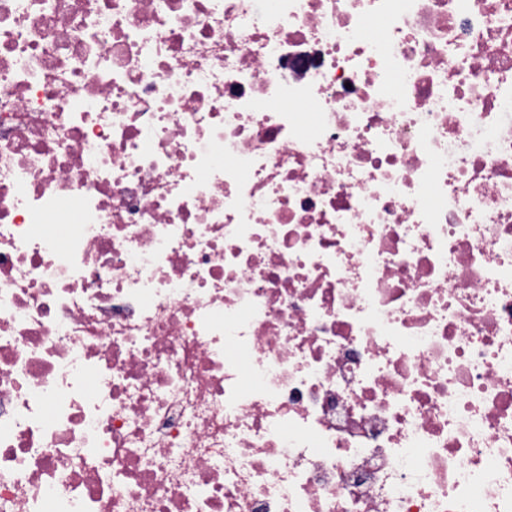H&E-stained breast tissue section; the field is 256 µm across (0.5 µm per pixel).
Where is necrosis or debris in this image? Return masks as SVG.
I'll return each mask as SVG.
<instances>
[{
  "instance_id": "obj_1",
  "label": "necrosis or debris",
  "mask_w": 512,
  "mask_h": 512,
  "mask_svg": "<svg viewBox=\"0 0 512 512\" xmlns=\"http://www.w3.org/2000/svg\"><path fill=\"white\" fill-rule=\"evenodd\" d=\"M0 512H512V0H0Z\"/></svg>"
}]
</instances>
